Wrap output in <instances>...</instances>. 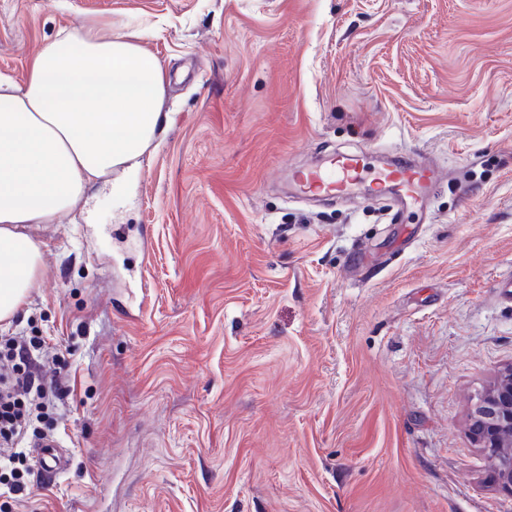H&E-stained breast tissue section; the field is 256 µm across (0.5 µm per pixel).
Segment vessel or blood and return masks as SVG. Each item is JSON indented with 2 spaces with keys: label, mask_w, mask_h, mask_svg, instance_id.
Wrapping results in <instances>:
<instances>
[{
  "label": "vessel or blood",
  "mask_w": 512,
  "mask_h": 512,
  "mask_svg": "<svg viewBox=\"0 0 512 512\" xmlns=\"http://www.w3.org/2000/svg\"><path fill=\"white\" fill-rule=\"evenodd\" d=\"M368 174L363 155L343 154L329 160L326 168L308 170L297 174L299 191L310 197H339ZM380 182L391 185L396 192L398 203L404 204L414 195L436 186L440 180L439 171L428 162L413 158L399 157L391 169L380 173ZM35 461L47 477H55L67 469L70 452L59 441L45 439L37 442Z\"/></svg>",
  "instance_id": "obj_1"
}]
</instances>
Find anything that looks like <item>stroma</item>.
Masks as SVG:
<instances>
[{"label": "stroma", "mask_w": 512, "mask_h": 512, "mask_svg": "<svg viewBox=\"0 0 512 512\" xmlns=\"http://www.w3.org/2000/svg\"><path fill=\"white\" fill-rule=\"evenodd\" d=\"M92 20L171 116L123 197L33 228L0 336L69 350L71 464L0 512H512L468 430L512 363V0H0V74ZM400 151L427 206L288 180Z\"/></svg>", "instance_id": "1"}]
</instances>
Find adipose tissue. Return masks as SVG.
I'll return each instance as SVG.
<instances>
[{"mask_svg": "<svg viewBox=\"0 0 512 512\" xmlns=\"http://www.w3.org/2000/svg\"><path fill=\"white\" fill-rule=\"evenodd\" d=\"M139 34L67 29L43 44L18 83L0 75V322L41 274L30 228L75 209L86 188L134 170L164 125L166 75Z\"/></svg>", "mask_w": 512, "mask_h": 512, "instance_id": "1", "label": "adipose tissue"}]
</instances>
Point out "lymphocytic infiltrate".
<instances>
[{
  "label": "lymphocytic infiltrate",
  "instance_id": "1",
  "mask_svg": "<svg viewBox=\"0 0 512 512\" xmlns=\"http://www.w3.org/2000/svg\"><path fill=\"white\" fill-rule=\"evenodd\" d=\"M48 354L39 336H0V485L25 493L30 473L28 437H44L50 414L64 405L69 365L56 360L55 375L46 378L41 360Z\"/></svg>",
  "mask_w": 512,
  "mask_h": 512
}]
</instances>
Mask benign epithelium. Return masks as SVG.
<instances>
[{
    "instance_id": "7a95c632",
    "label": "benign epithelium",
    "mask_w": 512,
    "mask_h": 512,
    "mask_svg": "<svg viewBox=\"0 0 512 512\" xmlns=\"http://www.w3.org/2000/svg\"><path fill=\"white\" fill-rule=\"evenodd\" d=\"M470 431L475 444L492 463L497 487L512 494V364L474 405Z\"/></svg>"
}]
</instances>
